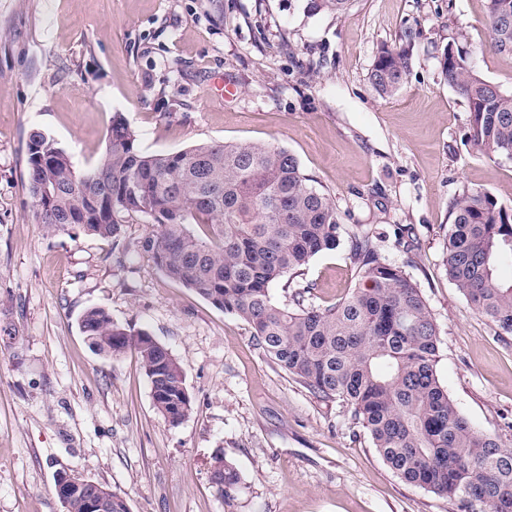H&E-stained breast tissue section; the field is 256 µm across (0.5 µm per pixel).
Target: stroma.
Returning a JSON list of instances; mask_svg holds the SVG:
<instances>
[{
	"mask_svg": "<svg viewBox=\"0 0 512 512\" xmlns=\"http://www.w3.org/2000/svg\"><path fill=\"white\" fill-rule=\"evenodd\" d=\"M306 0H0V512H62L60 469L124 493L131 512H468L402 482L341 403L278 368L250 327L165 276L139 251L145 219L115 240L47 235L26 185L25 141L50 135L94 165L122 113L141 151L220 141L286 148L336 198L342 242L277 301L336 305L359 283L350 237L402 267L439 328L438 376L460 412L512 443V335L449 280V209L467 189L512 204V160L466 141L465 101L438 52L457 38L480 74L512 90L488 48L485 0H355L341 16ZM413 29L410 75L391 98L368 74L380 44ZM236 84L221 97L218 81ZM104 307L182 364L193 400L159 416L135 350L110 360L80 329ZM223 454L233 497L210 483ZM210 479L216 494L222 499L230 497L240 482L237 469L222 454H216L212 459Z\"/></svg>",
	"mask_w": 512,
	"mask_h": 512,
	"instance_id": "35a3bbf8",
	"label": "stroma"
}]
</instances>
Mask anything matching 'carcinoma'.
<instances>
[{
	"mask_svg": "<svg viewBox=\"0 0 512 512\" xmlns=\"http://www.w3.org/2000/svg\"><path fill=\"white\" fill-rule=\"evenodd\" d=\"M354 0H309L313 13L342 15ZM489 47L512 57V0H486ZM416 33L377 50L368 74L381 98L410 73ZM439 71L468 104V142L488 158L512 159V91L487 81L456 41L440 49ZM27 186L36 222L50 234L118 238L127 219L155 230L139 241L169 278L235 315L257 345L310 391L345 405L374 448L408 485L462 497L479 512H512V448L479 430L448 396L437 375L439 332L427 300L401 267L381 261L372 238L351 237L361 284L329 308L306 306L297 292L277 301L271 287L298 274L317 254L341 244L332 196L312 184L284 148L211 142L164 154L139 150L120 113L106 151L82 169L39 129L26 140ZM446 271L458 291L504 334H512V282L496 265L512 259V206L486 191L465 190L451 206ZM207 224L203 239L189 220ZM82 333L99 355L136 351L156 412L178 425L193 409L180 362L145 332H132L106 309L88 308ZM210 479L231 496L240 482L217 454ZM91 484L72 494L69 512H87Z\"/></svg>",
	"mask_w": 512,
	"mask_h": 512,
	"instance_id": "carcinoma-1",
	"label": "carcinoma"
}]
</instances>
